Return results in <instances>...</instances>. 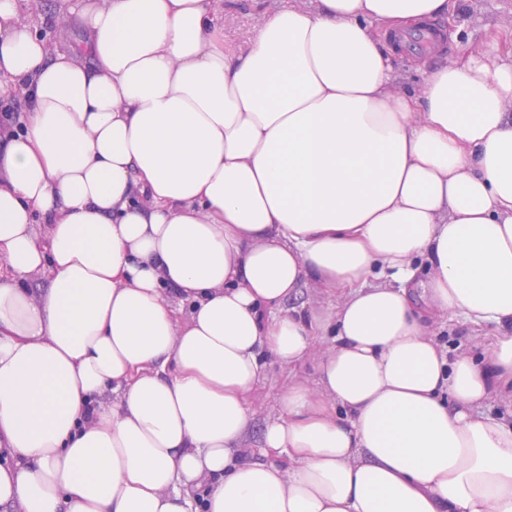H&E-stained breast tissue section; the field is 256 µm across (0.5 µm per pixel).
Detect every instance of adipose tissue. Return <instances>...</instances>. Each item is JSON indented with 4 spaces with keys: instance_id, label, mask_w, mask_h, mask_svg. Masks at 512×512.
I'll use <instances>...</instances> for the list:
<instances>
[{
    "instance_id": "adipose-tissue-1",
    "label": "adipose tissue",
    "mask_w": 512,
    "mask_h": 512,
    "mask_svg": "<svg viewBox=\"0 0 512 512\" xmlns=\"http://www.w3.org/2000/svg\"><path fill=\"white\" fill-rule=\"evenodd\" d=\"M252 2L0 0V512H512V30L396 91L453 0ZM25 4L27 6L25 7ZM61 0H29L23 3L21 19L46 38L50 45L59 50L71 49L72 45L81 38L76 25L69 20L66 14L61 12ZM57 13L62 16L52 25H43V19L47 15ZM66 32L60 36V32ZM224 44L231 52L247 48L264 14L250 0H224ZM421 47L408 48L403 47L398 51V67L402 75L401 85L407 86L409 83H418L423 79L421 73L416 72L415 58L425 55L420 53ZM288 371L277 363H271L267 367L266 381L263 388L257 394L256 406L259 409L260 418L274 416L277 410V400L282 386L287 378Z\"/></svg>"
}]
</instances>
